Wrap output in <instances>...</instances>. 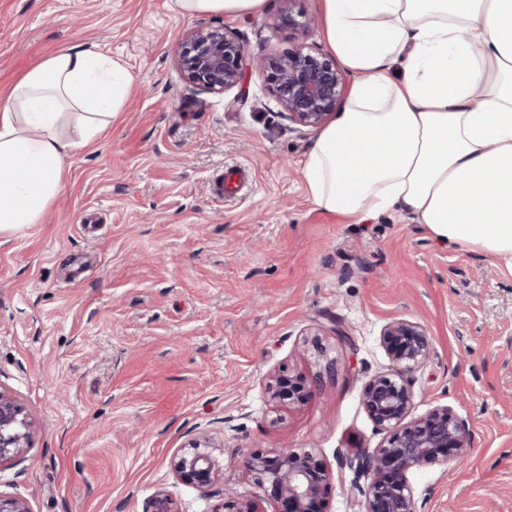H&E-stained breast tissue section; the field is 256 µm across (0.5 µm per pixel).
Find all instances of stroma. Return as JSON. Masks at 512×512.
Instances as JSON below:
<instances>
[{"label": "stroma", "instance_id": "stroma-1", "mask_svg": "<svg viewBox=\"0 0 512 512\" xmlns=\"http://www.w3.org/2000/svg\"><path fill=\"white\" fill-rule=\"evenodd\" d=\"M167 2L0 0V92L82 45L135 78L41 223L0 237V385L35 422L0 491L32 512H146L163 489L178 512H211L230 487L277 512L242 469L204 490L176 479L173 459L206 433L228 455L311 452L329 512H362L354 465L386 439L362 389L390 366L383 327L407 319L431 341L408 376L413 416L445 405L471 435L462 464L409 472L415 512H512V273L397 213L315 210L302 174L315 131L282 116L258 73L222 95L184 83L174 49L197 27L253 54L325 52L318 0H294L296 32L268 24L281 0L234 20ZM232 165L249 179L218 197ZM283 366L307 377L304 404L269 402Z\"/></svg>", "mask_w": 512, "mask_h": 512}]
</instances>
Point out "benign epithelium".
Wrapping results in <instances>:
<instances>
[{
	"label": "benign epithelium",
	"instance_id": "benign-epithelium-1",
	"mask_svg": "<svg viewBox=\"0 0 512 512\" xmlns=\"http://www.w3.org/2000/svg\"><path fill=\"white\" fill-rule=\"evenodd\" d=\"M185 83L211 94H224L242 84L245 70L253 69L266 81L269 93L288 121L318 129L327 124L345 98L346 75L337 64L298 44L286 54L252 55L224 27H200L188 32L176 46ZM391 368L369 379L362 402L376 427L387 433L358 468L367 478L364 512H414L408 474L423 466L462 462L469 450L464 423L447 406H436L408 419L414 393L407 374L430 353L425 328L394 319L381 332ZM272 401L288 406L303 404L309 385L302 375L287 368L273 372L266 385ZM33 421L24 406L0 386V468L24 458L31 448ZM224 444L203 433L193 439L173 462L175 477L199 489L224 478L219 457ZM229 465L250 473L256 483L280 504L279 512H328L330 474L307 451L284 447L269 455L240 454ZM0 512H32L29 502L16 494L0 492ZM147 512H177L171 496L159 490ZM212 512H260L256 502L243 499L230 488Z\"/></svg>",
	"mask_w": 512,
	"mask_h": 512
}]
</instances>
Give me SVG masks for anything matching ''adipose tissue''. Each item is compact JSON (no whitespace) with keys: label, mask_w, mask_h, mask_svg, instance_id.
<instances>
[{"label":"adipose tissue","mask_w":512,"mask_h":512,"mask_svg":"<svg viewBox=\"0 0 512 512\" xmlns=\"http://www.w3.org/2000/svg\"><path fill=\"white\" fill-rule=\"evenodd\" d=\"M184 15L261 14L266 0H170ZM352 76L302 173L316 210L360 224L408 214L439 242L512 273V0H319ZM131 73L62 50L0 94V236L40 223L66 161L107 132Z\"/></svg>","instance_id":"1"}]
</instances>
